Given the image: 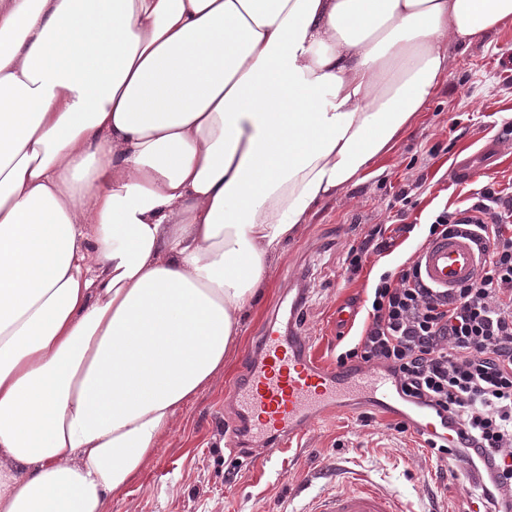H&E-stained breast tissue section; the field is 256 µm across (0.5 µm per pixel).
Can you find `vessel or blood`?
I'll list each match as a JSON object with an SVG mask.
<instances>
[{"label":"vessel or blood","instance_id":"obj_1","mask_svg":"<svg viewBox=\"0 0 512 512\" xmlns=\"http://www.w3.org/2000/svg\"><path fill=\"white\" fill-rule=\"evenodd\" d=\"M419 264L426 281L449 290L475 279L481 258L469 240L448 236L427 242ZM242 364L244 380L231 390L242 434L230 444L245 450L257 468L284 454L326 411L342 407L346 387L368 388L382 403L392 394L379 369L365 368L350 376L326 370L308 350L305 337L271 323ZM347 482L348 489L324 494L311 512H406L398 497L365 476L354 473Z\"/></svg>","mask_w":512,"mask_h":512}]
</instances>
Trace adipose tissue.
<instances>
[{
    "instance_id": "ef3b65f1",
    "label": "adipose tissue",
    "mask_w": 512,
    "mask_h": 512,
    "mask_svg": "<svg viewBox=\"0 0 512 512\" xmlns=\"http://www.w3.org/2000/svg\"><path fill=\"white\" fill-rule=\"evenodd\" d=\"M512 0H0V512H103L269 259Z\"/></svg>"
}]
</instances>
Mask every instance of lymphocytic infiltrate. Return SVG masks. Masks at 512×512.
<instances>
[{"label":"lymphocytic infiltrate","mask_w":512,"mask_h":512,"mask_svg":"<svg viewBox=\"0 0 512 512\" xmlns=\"http://www.w3.org/2000/svg\"><path fill=\"white\" fill-rule=\"evenodd\" d=\"M454 232L482 253L478 277L448 294L415 263L382 275L336 366L381 367L398 400L439 422L425 438L432 462L477 471L484 512H512V194L487 184L468 207L432 215L430 237Z\"/></svg>","instance_id":"obj_1"}]
</instances>
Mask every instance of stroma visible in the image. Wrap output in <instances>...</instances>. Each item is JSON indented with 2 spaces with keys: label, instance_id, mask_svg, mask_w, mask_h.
<instances>
[{
  "label": "stroma",
  "instance_id": "35a3bbf8",
  "mask_svg": "<svg viewBox=\"0 0 512 512\" xmlns=\"http://www.w3.org/2000/svg\"><path fill=\"white\" fill-rule=\"evenodd\" d=\"M448 74L413 128L370 165L369 178L319 203L269 261L266 286L246 308L241 339L223 371L177 412L157 452L105 512H306L313 496L335 489L329 474L340 465L366 473L410 512H452L468 501L477 479L437 474L422 437L393 429L406 420L405 408L395 401L382 409L367 393L348 394L343 408L326 412L264 471L224 446V420L231 414L227 394L242 377V357L256 347L270 319L286 321L294 297L302 299L298 331L313 337L320 364L335 370L339 337L360 333L365 301L382 274L399 271L424 245L429 216L471 204L484 184L512 187V145L499 141L504 124L512 123V23L468 49H449ZM491 142L498 151L484 171L471 181L456 178L457 163ZM403 187L412 190L410 203L390 207ZM377 224H411L415 230L370 256L357 274L347 273L348 248ZM341 307L349 319L340 325Z\"/></svg>",
  "mask_w": 512,
  "mask_h": 512
}]
</instances>
